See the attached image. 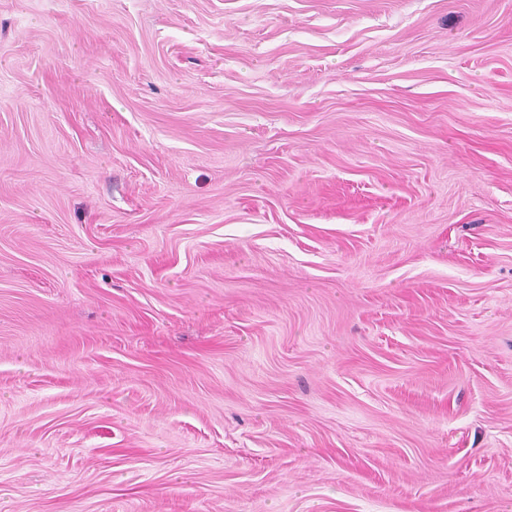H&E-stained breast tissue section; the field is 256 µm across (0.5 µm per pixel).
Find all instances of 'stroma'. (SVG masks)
Here are the masks:
<instances>
[{"mask_svg": "<svg viewBox=\"0 0 512 512\" xmlns=\"http://www.w3.org/2000/svg\"><path fill=\"white\" fill-rule=\"evenodd\" d=\"M0 512H512V0H0Z\"/></svg>", "mask_w": 512, "mask_h": 512, "instance_id": "35a3bbf8", "label": "stroma"}]
</instances>
